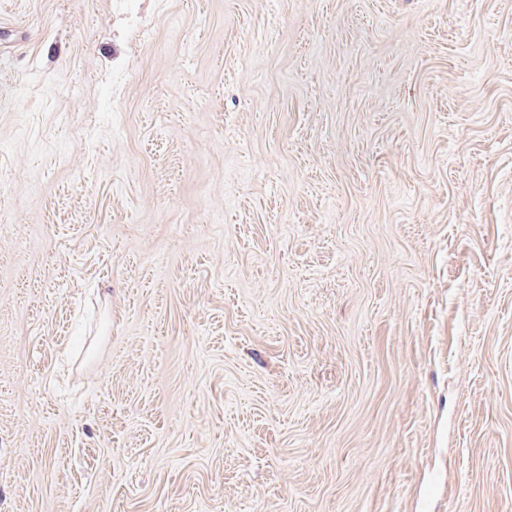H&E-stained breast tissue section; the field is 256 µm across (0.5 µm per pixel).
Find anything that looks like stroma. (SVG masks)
<instances>
[{
  "label": "stroma",
  "mask_w": 512,
  "mask_h": 512,
  "mask_svg": "<svg viewBox=\"0 0 512 512\" xmlns=\"http://www.w3.org/2000/svg\"><path fill=\"white\" fill-rule=\"evenodd\" d=\"M0 512H512V0H0Z\"/></svg>",
  "instance_id": "obj_1"
}]
</instances>
